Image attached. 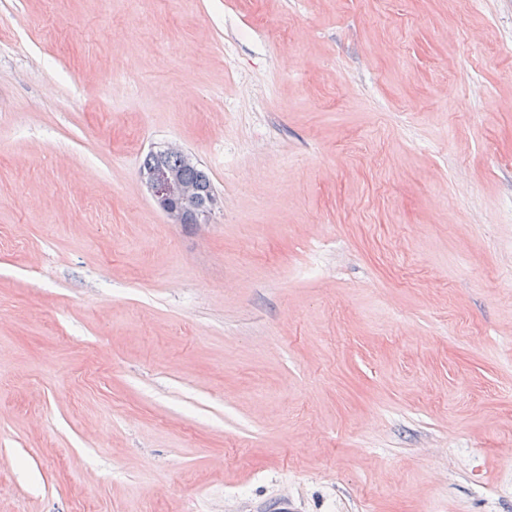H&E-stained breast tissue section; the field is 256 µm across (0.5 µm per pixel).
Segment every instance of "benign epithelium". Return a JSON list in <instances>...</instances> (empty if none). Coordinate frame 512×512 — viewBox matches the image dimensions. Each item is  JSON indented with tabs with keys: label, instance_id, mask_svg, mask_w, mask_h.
<instances>
[{
	"label": "benign epithelium",
	"instance_id": "1",
	"mask_svg": "<svg viewBox=\"0 0 512 512\" xmlns=\"http://www.w3.org/2000/svg\"><path fill=\"white\" fill-rule=\"evenodd\" d=\"M153 199L171 224H207L216 205V198L207 189L183 184L164 169L144 176Z\"/></svg>",
	"mask_w": 512,
	"mask_h": 512
}]
</instances>
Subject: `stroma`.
<instances>
[{"mask_svg": "<svg viewBox=\"0 0 512 512\" xmlns=\"http://www.w3.org/2000/svg\"><path fill=\"white\" fill-rule=\"evenodd\" d=\"M0 512H512V0H0ZM165 152H179L162 154L160 151L148 152L142 160L141 170L147 173L150 170L164 168L178 171L181 180L186 183L210 186L215 190L210 173L200 167L176 145H168ZM164 169L144 175V180L153 199L165 213L171 224H207L216 205V198L212 197L207 189L195 185L183 184L178 177Z\"/></svg>", "mask_w": 512, "mask_h": 512, "instance_id": "35a3bbf8", "label": "stroma"}]
</instances>
